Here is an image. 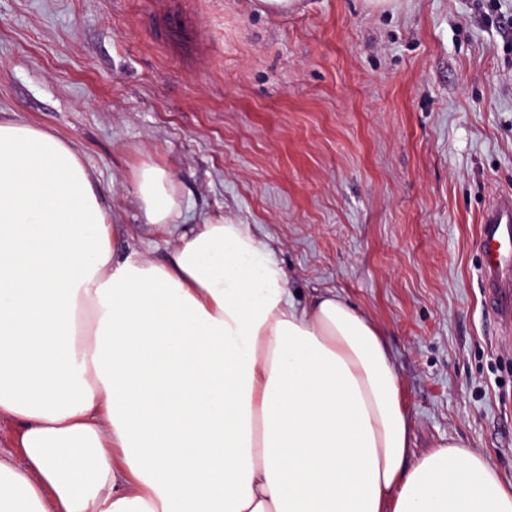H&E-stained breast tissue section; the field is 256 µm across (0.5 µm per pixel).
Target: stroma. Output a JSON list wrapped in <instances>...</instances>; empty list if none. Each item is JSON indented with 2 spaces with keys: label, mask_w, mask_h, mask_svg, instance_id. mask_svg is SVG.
<instances>
[{
  "label": "stroma",
  "mask_w": 512,
  "mask_h": 512,
  "mask_svg": "<svg viewBox=\"0 0 512 512\" xmlns=\"http://www.w3.org/2000/svg\"><path fill=\"white\" fill-rule=\"evenodd\" d=\"M161 2L0 0V121L68 140L115 223H138L150 159L191 214L251 225L297 299L334 291L381 329L411 458L460 440L512 481V349L477 239L512 191V0H195L188 64L144 25Z\"/></svg>",
  "instance_id": "stroma-1"
}]
</instances>
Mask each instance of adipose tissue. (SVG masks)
Instances as JSON below:
<instances>
[{"mask_svg":"<svg viewBox=\"0 0 512 512\" xmlns=\"http://www.w3.org/2000/svg\"><path fill=\"white\" fill-rule=\"evenodd\" d=\"M122 251L95 181L46 128L0 122V512H512L448 442L410 459L382 331L298 301L250 225L193 220L153 161Z\"/></svg>","mask_w":512,"mask_h":512,"instance_id":"obj_1","label":"adipose tissue"}]
</instances>
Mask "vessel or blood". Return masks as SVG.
Returning a JSON list of instances; mask_svg holds the SVG:
<instances>
[{
    "label": "vessel or blood",
    "instance_id": "vessel-or-blood-1",
    "mask_svg": "<svg viewBox=\"0 0 512 512\" xmlns=\"http://www.w3.org/2000/svg\"><path fill=\"white\" fill-rule=\"evenodd\" d=\"M192 0H179L176 17L155 15L159 45L166 52L191 57L201 51L198 32L202 18L190 8ZM482 254L480 278L484 302L497 320L502 335L512 334V195H493L482 214L478 232Z\"/></svg>",
    "mask_w": 512,
    "mask_h": 512
}]
</instances>
